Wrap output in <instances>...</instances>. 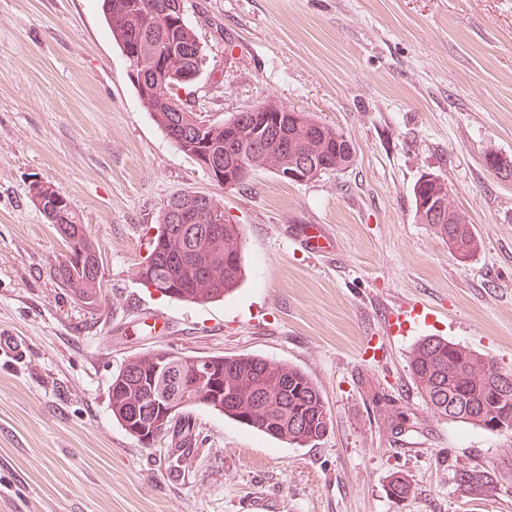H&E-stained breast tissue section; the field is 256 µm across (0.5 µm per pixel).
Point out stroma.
<instances>
[{
	"instance_id": "obj_1",
	"label": "stroma",
	"mask_w": 512,
	"mask_h": 512,
	"mask_svg": "<svg viewBox=\"0 0 512 512\" xmlns=\"http://www.w3.org/2000/svg\"><path fill=\"white\" fill-rule=\"evenodd\" d=\"M205 65L179 92L222 122L273 99L351 139L341 171L302 183L253 171L225 189L179 151L142 103L99 0H0V512H512V434L439 418L408 371L446 339L512 370V0H184ZM426 174L448 186L478 251L459 260L415 213ZM64 193L97 246L95 306L50 274L67 250L28 195ZM219 199L243 238L245 275L223 301H173L133 278L167 200ZM333 252L305 248L309 226ZM431 308L388 335L387 313ZM257 354L306 372L331 416L297 448L204 407L192 446L146 447L112 417L130 358ZM459 466L496 470L471 499ZM410 482L391 498L393 474Z\"/></svg>"
}]
</instances>
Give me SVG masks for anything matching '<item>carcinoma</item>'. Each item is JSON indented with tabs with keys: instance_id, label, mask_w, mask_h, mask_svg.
Returning a JSON list of instances; mask_svg holds the SVG:
<instances>
[{
	"instance_id": "cac0c4a2",
	"label": "carcinoma",
	"mask_w": 512,
	"mask_h": 512,
	"mask_svg": "<svg viewBox=\"0 0 512 512\" xmlns=\"http://www.w3.org/2000/svg\"><path fill=\"white\" fill-rule=\"evenodd\" d=\"M176 0H125L118 15L108 24L115 42L125 41V23L136 22L144 32L143 58H148L153 44L187 46L198 53L188 56L175 53L169 72L197 64L205 57L194 30L189 25L169 28L162 2ZM176 95L166 83L143 103L163 131H168L174 113L166 111L162 97ZM325 136V146H334L339 160L336 170L348 168L355 154L342 152L344 133L314 120ZM207 135L231 156L244 153V161L252 169L264 164L279 171L288 161V152L279 140L268 136L264 143L252 146L244 139L224 142V123L212 122ZM291 153L311 154L309 131L299 129L289 135ZM48 198L44 206L56 213L60 236L68 244L67 252L51 266L53 277L86 305L96 302V289L102 276L90 271L98 250L70 205L56 206L60 191L46 185ZM224 209L219 201L208 197L206 209L194 224H167L160 221L158 235L149 255L135 270L136 281L154 288L172 300L207 304L220 299L238 287L243 277V241L236 224L225 221L223 234L215 239L205 233L208 216ZM432 230L463 255H472L479 240L471 225L433 224ZM210 368L209 383L219 400L203 407L255 429L262 434L296 447L314 446L329 430L331 418L315 382L300 368L258 355H178L166 372L155 368L153 354L131 358L112 377L110 406L113 418L129 435L132 426L151 427L156 421L159 404L181 400L178 374L189 373L195 365ZM501 369L485 355L463 348L445 339L429 337L413 349L409 373L415 388L429 407L442 418L458 419L482 429L494 419L512 422V387L493 386ZM165 434L177 436L182 443L192 442L186 417L180 416ZM457 490L471 496H493L498 487L496 474L486 468L460 467L455 470Z\"/></svg>"
}]
</instances>
